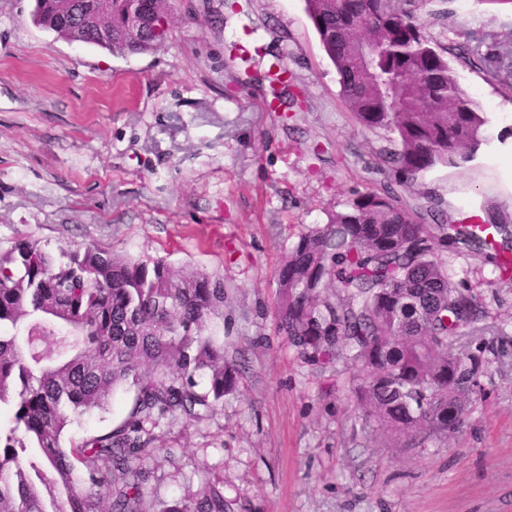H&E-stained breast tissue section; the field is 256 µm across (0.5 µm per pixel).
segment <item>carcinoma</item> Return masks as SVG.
Returning <instances> with one entry per match:
<instances>
[{
    "instance_id": "carcinoma-1",
    "label": "carcinoma",
    "mask_w": 512,
    "mask_h": 512,
    "mask_svg": "<svg viewBox=\"0 0 512 512\" xmlns=\"http://www.w3.org/2000/svg\"><path fill=\"white\" fill-rule=\"evenodd\" d=\"M359 125L394 135L384 162L396 185L355 195L329 223L298 235L277 271L276 328L297 357L333 364L349 354L363 416L391 437L446 435L475 400L487 360L456 347L483 332L480 295L453 281L447 240L486 247L468 224H421L395 186L471 161L486 142V113L460 87L442 48L400 0H304ZM128 0L91 23L55 29L117 56L154 51L170 0H142L157 31L134 44ZM57 0L34 10L47 27ZM112 31L106 43L97 28ZM507 52L470 47L490 76ZM224 277L176 274L163 258L86 246L56 257L21 238L0 254V512H224V483L157 508L148 495L155 430L202 423L236 390L239 370L208 332L224 311ZM207 376L204 390L195 377ZM134 389L115 428L64 444L70 423Z\"/></svg>"
}]
</instances>
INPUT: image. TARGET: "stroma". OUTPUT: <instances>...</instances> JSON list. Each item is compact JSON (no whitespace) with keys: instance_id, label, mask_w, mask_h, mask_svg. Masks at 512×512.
I'll use <instances>...</instances> for the list:
<instances>
[{"instance_id":"1","label":"stroma","mask_w":512,"mask_h":512,"mask_svg":"<svg viewBox=\"0 0 512 512\" xmlns=\"http://www.w3.org/2000/svg\"><path fill=\"white\" fill-rule=\"evenodd\" d=\"M0 0V254L28 238L50 253L95 245L223 276L211 329L240 375L212 418L158 432L151 497L169 504L223 480L227 512H512V278L485 253L449 247L448 272L488 312L464 338L488 368L461 427L389 442L351 391L354 368L297 359L275 323L277 269L306 229L356 193L393 182L383 130L356 124L304 0H173L164 44L120 57ZM488 117L486 143L402 196L436 221L512 225V88L459 62L475 41L512 40V0H410ZM281 57L301 111H266ZM134 394L73 422L65 440L116 427Z\"/></svg>"}]
</instances>
